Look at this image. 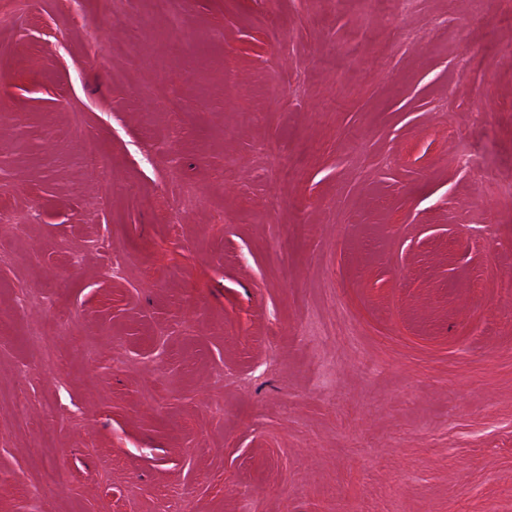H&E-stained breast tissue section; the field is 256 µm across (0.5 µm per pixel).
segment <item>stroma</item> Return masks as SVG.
Masks as SVG:
<instances>
[{"mask_svg":"<svg viewBox=\"0 0 512 512\" xmlns=\"http://www.w3.org/2000/svg\"><path fill=\"white\" fill-rule=\"evenodd\" d=\"M507 279L512 0H0V512H512Z\"/></svg>","mask_w":512,"mask_h":512,"instance_id":"stroma-1","label":"stroma"}]
</instances>
